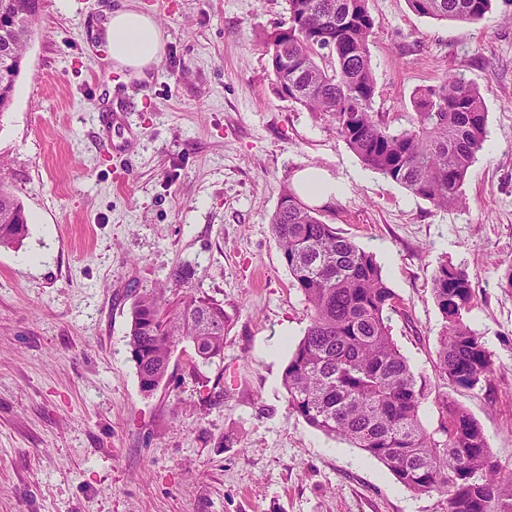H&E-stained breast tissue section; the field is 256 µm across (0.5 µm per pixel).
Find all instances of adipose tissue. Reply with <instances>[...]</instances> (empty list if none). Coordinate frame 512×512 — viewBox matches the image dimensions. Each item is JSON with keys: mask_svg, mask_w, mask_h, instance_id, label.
<instances>
[{"mask_svg": "<svg viewBox=\"0 0 512 512\" xmlns=\"http://www.w3.org/2000/svg\"><path fill=\"white\" fill-rule=\"evenodd\" d=\"M103 37L114 64L139 74L157 64L163 53L154 18L138 8L113 10L104 24ZM293 184L302 201L315 205L336 199L342 189L336 178L316 167L297 171Z\"/></svg>", "mask_w": 512, "mask_h": 512, "instance_id": "ef3b65f1", "label": "adipose tissue"}]
</instances>
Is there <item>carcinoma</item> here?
Wrapping results in <instances>:
<instances>
[{
  "label": "carcinoma",
  "instance_id": "carcinoma-1",
  "mask_svg": "<svg viewBox=\"0 0 512 512\" xmlns=\"http://www.w3.org/2000/svg\"><path fill=\"white\" fill-rule=\"evenodd\" d=\"M288 26L262 41L277 91L334 126L362 164L439 209L459 204L468 169L483 149L487 112L464 78L445 75L417 91L411 126L390 129L373 110L377 80L370 42L375 19L369 0H287ZM411 10L437 20L476 22L492 0H408ZM40 0H0V115L9 109L21 68L7 62L31 39ZM271 231L292 286L310 309L309 324L282 375L288 410L327 436L340 438L384 464L415 494L436 493L447 512H512V475L491 452L479 422L449 397H437V427L420 408L431 396L390 329L396 295L374 254L325 223L288 188L271 216ZM29 234L19 197L0 179V247ZM190 270L172 279L183 287L143 292L131 311L129 346L137 377H162L172 349L198 347L202 363L224 348L230 319L224 308L189 287ZM442 316L435 371L448 385L483 387L491 354L467 323L474 300L470 273L448 263L431 277ZM212 328L202 333V325Z\"/></svg>",
  "mask_w": 512,
  "mask_h": 512
}]
</instances>
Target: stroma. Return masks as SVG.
Wrapping results in <instances>:
<instances>
[{"instance_id": "stroma-1", "label": "stroma", "mask_w": 512, "mask_h": 512, "mask_svg": "<svg viewBox=\"0 0 512 512\" xmlns=\"http://www.w3.org/2000/svg\"><path fill=\"white\" fill-rule=\"evenodd\" d=\"M122 6L148 11L164 42L141 74L104 46ZM369 8L373 109L391 128L408 127L416 91L446 73L484 98L487 137L458 207L366 169L329 122L278 95L261 41L287 23V0H42L0 116L4 175L29 215L23 243L0 248V512H446L288 410L283 370L309 318L270 219L306 166L343 184L318 211L375 255L400 352L512 467V0L472 23L407 0ZM444 262L471 274L468 320L492 355L473 391L434 369L431 276ZM181 266L230 318L223 357L175 350L146 394L131 306ZM434 398L421 408L430 428Z\"/></svg>"}]
</instances>
